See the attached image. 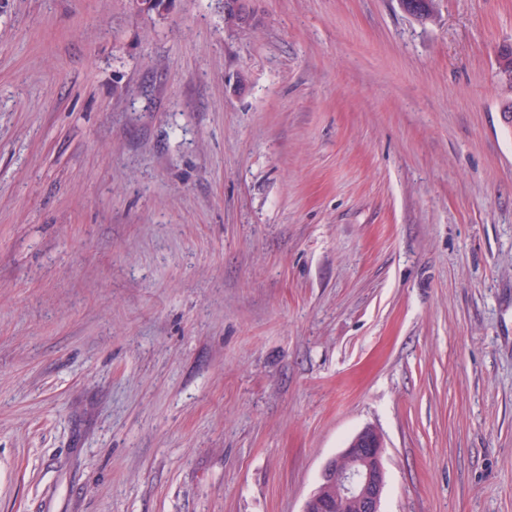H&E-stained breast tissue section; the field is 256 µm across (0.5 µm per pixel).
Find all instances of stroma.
Wrapping results in <instances>:
<instances>
[{"mask_svg":"<svg viewBox=\"0 0 512 512\" xmlns=\"http://www.w3.org/2000/svg\"><path fill=\"white\" fill-rule=\"evenodd\" d=\"M248 5L0 0V512H512V0ZM384 440L374 428L366 427L357 433L337 457L323 468L319 486L305 503L302 512H328L333 500L324 494L336 481L339 495L336 508L353 507L358 512H380L379 506L386 485L383 465Z\"/></svg>","mask_w":512,"mask_h":512,"instance_id":"stroma-1","label":"stroma"}]
</instances>
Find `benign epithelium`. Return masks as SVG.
<instances>
[{
  "label": "benign epithelium",
  "mask_w": 512,
  "mask_h": 512,
  "mask_svg": "<svg viewBox=\"0 0 512 512\" xmlns=\"http://www.w3.org/2000/svg\"><path fill=\"white\" fill-rule=\"evenodd\" d=\"M383 448V437L376 429H362L340 455L326 463L319 486L306 501L303 512H327L333 507L341 510L349 506L358 512H380L386 485ZM332 483L339 487L334 500L324 494Z\"/></svg>",
  "instance_id": "obj_1"
}]
</instances>
